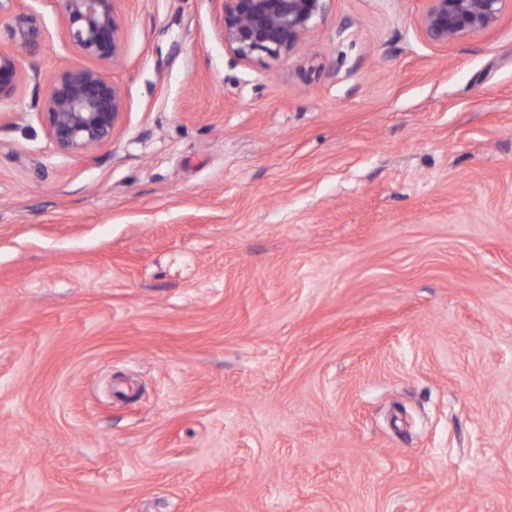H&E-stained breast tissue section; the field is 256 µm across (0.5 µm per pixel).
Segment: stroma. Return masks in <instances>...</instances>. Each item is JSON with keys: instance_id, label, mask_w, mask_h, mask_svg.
<instances>
[{"instance_id": "stroma-1", "label": "stroma", "mask_w": 512, "mask_h": 512, "mask_svg": "<svg viewBox=\"0 0 512 512\" xmlns=\"http://www.w3.org/2000/svg\"><path fill=\"white\" fill-rule=\"evenodd\" d=\"M0 101V512H512V11L330 0L232 61L220 0H119L127 110L54 0ZM419 26L432 43L448 46L471 34L492 29L511 0H426ZM39 111L58 149L81 152L112 139L126 101L104 72L77 66L65 70L46 90Z\"/></svg>"}]
</instances>
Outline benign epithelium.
Segmentation results:
<instances>
[{"instance_id": "benign-epithelium-1", "label": "benign epithelium", "mask_w": 512, "mask_h": 512, "mask_svg": "<svg viewBox=\"0 0 512 512\" xmlns=\"http://www.w3.org/2000/svg\"><path fill=\"white\" fill-rule=\"evenodd\" d=\"M12 7L7 27L23 50H34L44 34L21 0ZM118 0H59L73 44L86 57L114 61L123 52L115 15ZM328 0H223L220 32L224 51L238 63L260 55L290 56L324 16ZM512 0H427L419 26L432 43L446 46L492 29ZM20 72L17 60L0 54V100L13 95ZM39 111L48 138L67 152H81L112 139L126 101L120 87L101 70L77 66L64 71L46 90Z\"/></svg>"}]
</instances>
